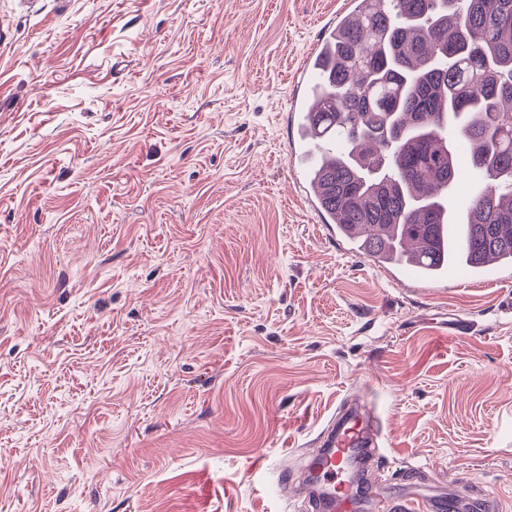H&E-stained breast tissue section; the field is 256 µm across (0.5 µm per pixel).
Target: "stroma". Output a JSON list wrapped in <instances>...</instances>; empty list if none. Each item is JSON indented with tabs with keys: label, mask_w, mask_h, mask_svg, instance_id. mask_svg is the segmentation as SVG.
I'll list each match as a JSON object with an SVG mask.
<instances>
[{
	"label": "stroma",
	"mask_w": 512,
	"mask_h": 512,
	"mask_svg": "<svg viewBox=\"0 0 512 512\" xmlns=\"http://www.w3.org/2000/svg\"><path fill=\"white\" fill-rule=\"evenodd\" d=\"M347 2L0 0V512H308L350 401L512 508V269L392 285L290 161Z\"/></svg>",
	"instance_id": "stroma-1"
}]
</instances>
